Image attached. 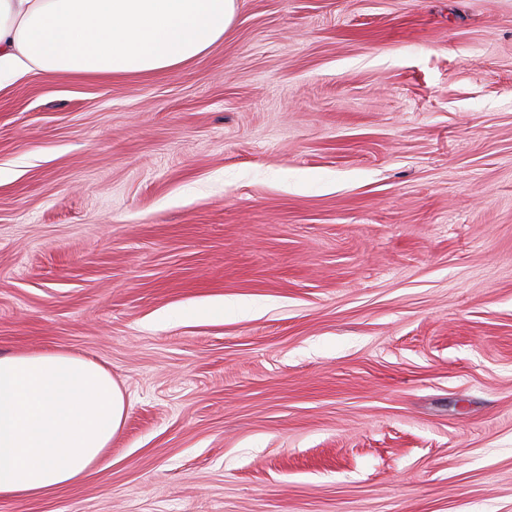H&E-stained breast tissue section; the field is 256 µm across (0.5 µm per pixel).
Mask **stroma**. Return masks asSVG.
I'll return each instance as SVG.
<instances>
[{"mask_svg": "<svg viewBox=\"0 0 512 512\" xmlns=\"http://www.w3.org/2000/svg\"><path fill=\"white\" fill-rule=\"evenodd\" d=\"M46 351L125 422L0 512H512V0H236L177 69L0 83V356Z\"/></svg>", "mask_w": 512, "mask_h": 512, "instance_id": "obj_1", "label": "stroma"}]
</instances>
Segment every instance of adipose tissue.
I'll list each match as a JSON object with an SVG mask.
<instances>
[{
	"instance_id": "ef3b65f1",
	"label": "adipose tissue",
	"mask_w": 512,
	"mask_h": 512,
	"mask_svg": "<svg viewBox=\"0 0 512 512\" xmlns=\"http://www.w3.org/2000/svg\"><path fill=\"white\" fill-rule=\"evenodd\" d=\"M234 0H0V77L112 78L176 69L223 38ZM98 364L64 353L0 357V499L82 478L125 420Z\"/></svg>"
}]
</instances>
